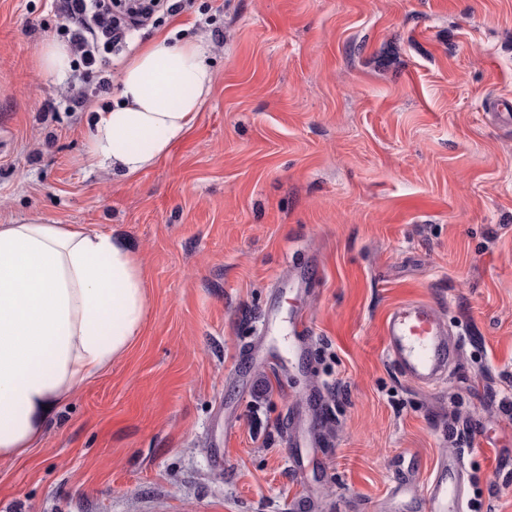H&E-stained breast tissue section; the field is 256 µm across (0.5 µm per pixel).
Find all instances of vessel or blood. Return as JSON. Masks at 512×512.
Listing matches in <instances>:
<instances>
[{
	"instance_id": "vessel-or-blood-1",
	"label": "vessel or blood",
	"mask_w": 512,
	"mask_h": 512,
	"mask_svg": "<svg viewBox=\"0 0 512 512\" xmlns=\"http://www.w3.org/2000/svg\"><path fill=\"white\" fill-rule=\"evenodd\" d=\"M309 330L303 318L288 322V353L304 356ZM384 348L390 360L414 384L430 387L445 378L457 344L432 305L412 300L392 309L384 322ZM421 501L425 512H464L465 467L460 458L440 459L426 480L409 475L391 493L390 512H408Z\"/></svg>"
}]
</instances>
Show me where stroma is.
Wrapping results in <instances>:
<instances>
[{
  "mask_svg": "<svg viewBox=\"0 0 512 512\" xmlns=\"http://www.w3.org/2000/svg\"><path fill=\"white\" fill-rule=\"evenodd\" d=\"M58 23L55 0H0V224L113 234L149 304L37 447L0 459V512H387L444 454L467 502L512 512V128L494 108L512 102V0H191L107 69L161 36L212 46L195 126L132 179L88 157L113 93L70 107L75 71L36 65ZM409 300L461 341L444 384L383 352ZM298 309L300 368L242 362L266 316ZM315 393L318 461L298 468L288 418Z\"/></svg>",
  "mask_w": 512,
  "mask_h": 512,
  "instance_id": "obj_1",
  "label": "stroma"
}]
</instances>
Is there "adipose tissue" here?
<instances>
[{"label":"adipose tissue","mask_w":512,"mask_h":512,"mask_svg":"<svg viewBox=\"0 0 512 512\" xmlns=\"http://www.w3.org/2000/svg\"><path fill=\"white\" fill-rule=\"evenodd\" d=\"M209 46L159 41L123 65L97 112L88 155L130 178L156 165L197 121L213 86ZM144 276L119 238L77 224H0V459L35 447L73 387L138 336Z\"/></svg>","instance_id":"obj_1"}]
</instances>
